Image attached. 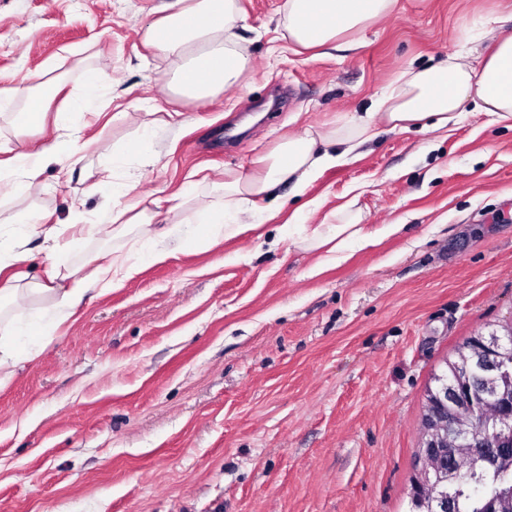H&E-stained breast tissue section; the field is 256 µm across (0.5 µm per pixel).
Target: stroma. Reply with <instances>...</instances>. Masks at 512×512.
Listing matches in <instances>:
<instances>
[{"mask_svg":"<svg viewBox=\"0 0 512 512\" xmlns=\"http://www.w3.org/2000/svg\"><path fill=\"white\" fill-rule=\"evenodd\" d=\"M164 0H0V88L116 73L100 115L75 114L86 148L72 177L0 189V232L26 213L66 227L111 203L99 172L139 178L147 198L192 172L250 169L281 135L372 111L409 67L486 56L474 23L512 0H398L358 48L295 54L276 31L284 0H240L251 70L206 100H173L141 42ZM0 109V160L25 134ZM182 112L184 124L169 121ZM155 122L160 159L112 151ZM262 234L145 265L91 290L74 315L35 295L36 335L0 383V512H408L427 389L474 335L512 321V123L469 110L447 131L382 132L324 171ZM373 242L315 270L317 252L277 243L292 212L342 204ZM398 225L384 236L385 225Z\"/></svg>","mask_w":512,"mask_h":512,"instance_id":"obj_1","label":"stroma"}]
</instances>
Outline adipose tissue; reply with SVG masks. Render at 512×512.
<instances>
[{"label": "adipose tissue", "mask_w": 512, "mask_h": 512, "mask_svg": "<svg viewBox=\"0 0 512 512\" xmlns=\"http://www.w3.org/2000/svg\"><path fill=\"white\" fill-rule=\"evenodd\" d=\"M396 3L397 0H285L278 26L293 51L334 49L344 36L388 19ZM159 12V17L144 28L143 41L169 61L164 82L173 98H210L242 83L251 59L239 32V0H167ZM83 82L87 93L82 97L65 93L59 83L38 92L28 86L2 88L0 102L21 99L27 128L39 131L50 121L62 132L73 113L99 110L101 87L118 85L119 79L107 71L89 68L83 72ZM59 94L64 97V106L50 112L49 99ZM472 108L500 121L512 119V34L498 36L491 53L478 62L459 52L427 67L408 68L382 92L374 111L332 127L310 128L299 136L280 137L271 152L255 160L250 172L228 169L211 179V187L222 191L223 198L209 202L198 213L199 227L187 249L205 252L220 240L259 229L260 223L254 218L259 201H278L277 191L283 186L303 194L324 170L356 157L358 149L376 136L379 127L431 133L458 124ZM81 151L77 138L62 135L35 152L21 142L13 149L11 168L21 172L27 184L36 185L48 166L73 171ZM99 181L111 185L112 206L104 211L99 223L89 226V235L118 238L133 233L147 239L151 247L136 259L118 249L107 261L91 259L73 271L70 287L58 288L53 281L59 275L56 259L64 244L57 228L46 225L44 215H29L31 236L42 240L39 253L49 280L23 286L12 277L0 283V383L12 377L21 355V325L32 324L38 318L26 305V297L46 294L54 298L57 307L71 311L104 278H111L117 286L138 274L141 264L160 263L173 255L164 240L179 227H154L157 212L138 199L135 179L115 181L112 168L106 167L101 170ZM279 234L288 241L300 236L309 249H323L320 261L324 264L335 262L347 245L363 247L372 241L371 233L365 231L358 218H340L335 210L316 224L288 220L281 225Z\"/></svg>", "instance_id": "ef3b65f1"}]
</instances>
